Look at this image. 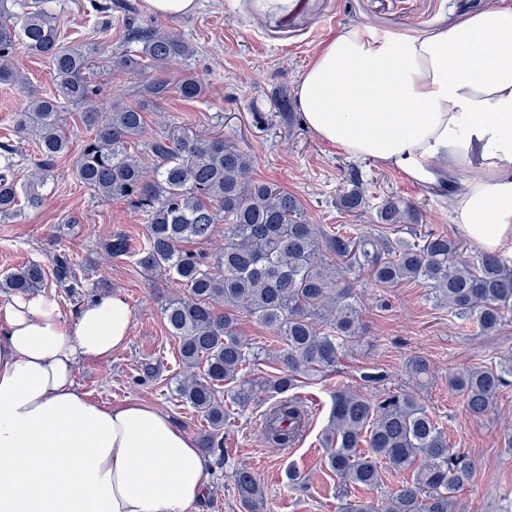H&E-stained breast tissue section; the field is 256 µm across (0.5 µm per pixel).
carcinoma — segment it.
Returning <instances> with one entry per match:
<instances>
[{"instance_id": "cac0c4a2", "label": "carcinoma", "mask_w": 512, "mask_h": 512, "mask_svg": "<svg viewBox=\"0 0 512 512\" xmlns=\"http://www.w3.org/2000/svg\"><path fill=\"white\" fill-rule=\"evenodd\" d=\"M128 42L135 49L112 53L108 68L140 78L141 95L131 104L80 113L89 132L75 164L77 179L104 200L122 199L147 218L148 233L137 247L114 235L99 249L108 257H132L147 273L168 276L185 293L162 306L169 334L178 340L184 369L177 396L207 421L199 437L207 455L223 456L221 435L232 408H244L262 395L270 401L263 434L272 448L295 445L307 426L304 404L292 395L299 383L337 369L362 345L366 335L353 288L343 281L340 263L365 270L381 288L420 281L448 312L474 323L484 335L512 320V258L484 251L470 260L462 244L445 234H417L416 210L394 197L377 207L378 227H405L390 239L380 231H327L311 224L299 200L288 191L255 180L254 159L224 136H206L175 120L168 131L143 139L145 115L158 111L174 94L195 100L206 94L191 73L173 80L170 62L194 56L180 36L129 21ZM48 60L57 83L49 96L28 93L26 108L15 114L18 138L36 145L25 181L17 179V147L0 145V223L9 224L40 209L43 189L55 161L68 153L64 112L83 106L98 89L89 80L100 43L62 40L58 17L45 0L16 12L0 0V83L26 88L15 60L18 47ZM350 189L341 208L361 214L368 206L360 169L345 171ZM217 236L224 247L206 246ZM52 278L80 306L89 299L86 276L66 252L53 255L51 268L30 262L0 278V292L26 295ZM273 329L278 347L268 350L245 342L236 331L239 314ZM278 363L262 379L248 370L262 359ZM408 384L390 391L385 371L360 370L356 387L336 390L325 431L327 464L338 478L340 512H379L356 496L382 485V469L411 472L389 497L385 512H455V493L469 484L477 462L464 448L448 444L444 427L417 397L431 379L429 361L411 355L404 364ZM512 377V360L448 376L473 416L489 413ZM376 391L373 396L369 391ZM233 482L247 512H264L261 484L246 468Z\"/></svg>"}]
</instances>
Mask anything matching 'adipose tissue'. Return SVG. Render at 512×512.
<instances>
[{
    "label": "adipose tissue",
    "mask_w": 512,
    "mask_h": 512,
    "mask_svg": "<svg viewBox=\"0 0 512 512\" xmlns=\"http://www.w3.org/2000/svg\"><path fill=\"white\" fill-rule=\"evenodd\" d=\"M304 123L356 159L437 188L482 249L512 245V0L460 24L382 34L343 27L302 73ZM117 294L65 320L50 295L0 301V512H193L210 460L168 415L138 400L88 399L81 363L128 341Z\"/></svg>",
    "instance_id": "obj_1"
}]
</instances>
